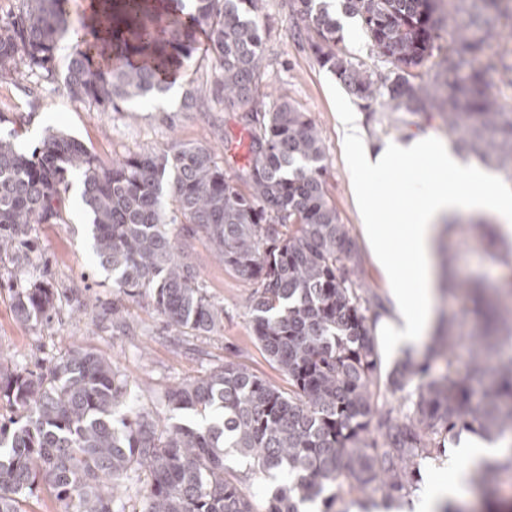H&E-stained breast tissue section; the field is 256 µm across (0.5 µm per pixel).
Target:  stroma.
Masks as SVG:
<instances>
[{
  "mask_svg": "<svg viewBox=\"0 0 512 512\" xmlns=\"http://www.w3.org/2000/svg\"><path fill=\"white\" fill-rule=\"evenodd\" d=\"M257 22L263 37L267 77L256 102L270 108L278 97L293 100L318 126L328 157L326 181L341 223L356 229L353 174L347 166L336 131V106L356 107L365 116L370 140L404 139L419 133L441 140L448 133L439 116L410 115L392 109L384 100L371 103L348 95L318 66L308 44L297 35L288 0H260ZM214 69L206 30L197 33L196 51L178 88L150 102L132 101L117 112H100L66 97L59 82H49L24 71L0 77V136L22 129L18 139L31 151L46 129L63 131L82 141L103 164L117 157L156 151L175 143L223 146L225 131H237L236 113L227 111L211 94ZM193 92L195 106L185 111L181 101ZM82 184L70 178L64 219L36 227L37 249L15 269L14 277L0 278V351L11 355L17 369L40 371L51 366L72 346H89L115 362L127 379L138 404L166 420L164 394L184 381L224 365L239 362L279 388L287 378L268 360L251 329L248 300L251 286L226 269L208 243L195 234L186 242L193 264L212 300L224 307V321L214 334L182 342L171 336L149 299L125 306L126 327L116 330L110 317L85 316L76 303L60 301L51 320L36 326L19 322L11 307V289L17 283L44 279L54 288L75 291L111 305L116 295L112 276L94 261ZM467 217L452 225L447 247L456 255L454 279H480L492 289L503 269L493 264L485 241L468 230ZM243 492L264 507L273 480L260 474L246 459L235 455L225 461Z\"/></svg>",
  "mask_w": 512,
  "mask_h": 512,
  "instance_id": "35a3bbf8",
  "label": "stroma"
}]
</instances>
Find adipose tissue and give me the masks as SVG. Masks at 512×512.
Listing matches in <instances>:
<instances>
[{
  "label": "adipose tissue",
  "instance_id": "ef3b65f1",
  "mask_svg": "<svg viewBox=\"0 0 512 512\" xmlns=\"http://www.w3.org/2000/svg\"><path fill=\"white\" fill-rule=\"evenodd\" d=\"M336 119L355 178L360 232L390 298L376 327L378 342L390 357L422 354L435 328L437 262L446 220L462 211L493 215L501 240L512 243V187L462 161L447 143L418 135L373 145L364 136L361 112L342 106ZM391 169L402 174L401 183L377 181V174ZM511 445L506 438L491 442L462 433L446 464L449 481L425 485L412 512H438L476 465Z\"/></svg>",
  "mask_w": 512,
  "mask_h": 512
}]
</instances>
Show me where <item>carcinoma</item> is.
Returning <instances> with one entry per match:
<instances>
[{"instance_id":"1","label":"carcinoma","mask_w":512,"mask_h":512,"mask_svg":"<svg viewBox=\"0 0 512 512\" xmlns=\"http://www.w3.org/2000/svg\"><path fill=\"white\" fill-rule=\"evenodd\" d=\"M357 16L384 70L355 62L323 0H291L299 36L317 64L353 97L379 98L396 110L442 117L458 150L512 180V104L490 94L495 61L488 40L512 39V0H344ZM257 0H91L72 21L69 0H18L0 26V75L25 69L47 80L70 33L62 89L102 112L135 98L154 100L170 86L160 75L188 63L195 32H208L215 95L239 111L247 162H224L204 144L166 149L100 165L78 139L48 129L31 152L0 137V264L27 259L38 224L63 221L67 177L83 178L82 203L92 224L94 256L112 273L119 301L149 298L174 336H205L224 320L198 280L175 225L188 224L224 267L253 286L252 330L288 391L250 367L226 363L166 392L172 415L161 425L130 398L127 382L102 354L76 346L47 371L11 370L0 353V512H25L43 487L64 512H125L118 494L147 476L141 512H258L226 471L231 449L281 477L265 512L336 502V493L368 492L392 502L413 486L424 460H438L448 437L478 428L512 433V358L490 361L512 345V279L507 301L474 298L476 323L460 369L448 338L447 371L406 363L387 377L399 409L378 419L380 358L366 312L376 294L346 274L359 244L340 223L325 174L327 155L314 121L282 98L272 109L254 97L266 73ZM452 48L442 52L441 32ZM490 257L512 267L492 229ZM57 289L36 281L12 291L16 318L50 319ZM417 377L423 381L414 383ZM479 512H512V499L480 494Z\"/></svg>"}]
</instances>
